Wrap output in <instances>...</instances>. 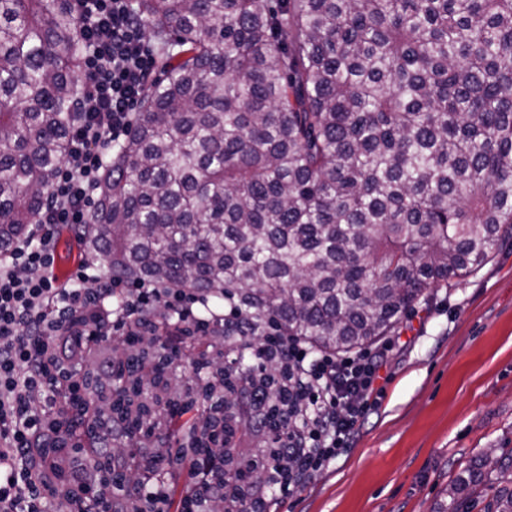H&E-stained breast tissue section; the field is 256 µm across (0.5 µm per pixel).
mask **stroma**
I'll return each instance as SVG.
<instances>
[{
	"mask_svg": "<svg viewBox=\"0 0 512 512\" xmlns=\"http://www.w3.org/2000/svg\"><path fill=\"white\" fill-rule=\"evenodd\" d=\"M86 261L61 227L53 276L68 281ZM388 341L380 407L281 512H435L475 460L512 451V239L478 273L434 290Z\"/></svg>",
	"mask_w": 512,
	"mask_h": 512,
	"instance_id": "1",
	"label": "stroma"
}]
</instances>
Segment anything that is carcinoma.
<instances>
[{
    "label": "carcinoma",
    "instance_id": "obj_1",
    "mask_svg": "<svg viewBox=\"0 0 512 512\" xmlns=\"http://www.w3.org/2000/svg\"><path fill=\"white\" fill-rule=\"evenodd\" d=\"M162 76L97 186L86 255L112 276L236 302L313 348L369 347L512 236V0H136ZM69 0H0V256L36 223L80 118ZM155 344L124 338L129 424ZM172 428L181 461L201 420ZM481 459L450 489L512 512Z\"/></svg>",
    "mask_w": 512,
    "mask_h": 512
}]
</instances>
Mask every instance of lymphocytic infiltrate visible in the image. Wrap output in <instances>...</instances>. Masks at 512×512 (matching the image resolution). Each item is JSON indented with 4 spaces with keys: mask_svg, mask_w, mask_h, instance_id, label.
Masks as SVG:
<instances>
[{
    "mask_svg": "<svg viewBox=\"0 0 512 512\" xmlns=\"http://www.w3.org/2000/svg\"><path fill=\"white\" fill-rule=\"evenodd\" d=\"M87 49L80 119L31 235L0 259V512H213L232 500L240 512H279L285 500L343 455L360 424L381 404L375 385L386 354L336 355L270 326H252L233 307L191 288H158L114 278L87 287L84 274L59 284L51 273L59 226L82 228L112 149L132 128L135 105L148 87L156 57L133 0H70ZM233 326L239 354L272 360L291 371L294 408L267 417V390L244 387L239 405L256 435H275L279 458L263 478L231 477L225 448L239 432L216 420L220 397L208 399L211 446L174 467L170 425L182 400L148 384L142 399L161 413L132 431L106 402L82 389L92 369L104 384L118 372L116 337L135 329L156 337L168 371L189 377L203 369L200 345Z\"/></svg>",
    "mask_w": 512,
    "mask_h": 512,
    "instance_id": "lymphocytic-infiltrate-1",
    "label": "lymphocytic infiltrate"
}]
</instances>
